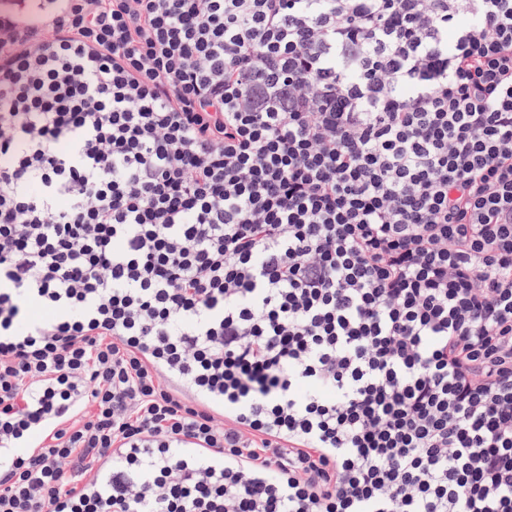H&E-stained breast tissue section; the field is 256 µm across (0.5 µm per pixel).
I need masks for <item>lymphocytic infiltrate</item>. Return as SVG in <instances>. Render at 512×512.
Here are the masks:
<instances>
[{"mask_svg": "<svg viewBox=\"0 0 512 512\" xmlns=\"http://www.w3.org/2000/svg\"><path fill=\"white\" fill-rule=\"evenodd\" d=\"M0 512H512V0L1 11Z\"/></svg>", "mask_w": 512, "mask_h": 512, "instance_id": "f902f5d3", "label": "lymphocytic infiltrate"}]
</instances>
